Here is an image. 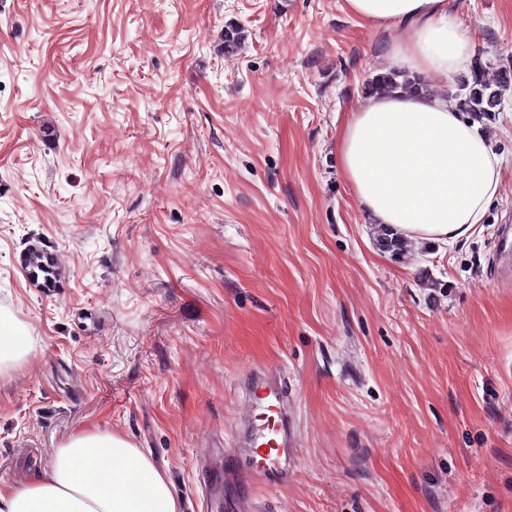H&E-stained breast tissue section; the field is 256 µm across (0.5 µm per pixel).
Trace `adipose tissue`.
Here are the masks:
<instances>
[{"label":"adipose tissue","instance_id":"ef3b65f1","mask_svg":"<svg viewBox=\"0 0 512 512\" xmlns=\"http://www.w3.org/2000/svg\"><path fill=\"white\" fill-rule=\"evenodd\" d=\"M359 21L403 30L377 51L388 70L437 84L422 94L363 99L338 129L337 155L371 221L397 233L453 245L469 238L499 193L502 164L479 125L446 85L466 73L473 30L453 0H346ZM29 354L24 326L0 311V365ZM0 512H180L173 485L151 458L109 431L72 435L32 485L0 486Z\"/></svg>","mask_w":512,"mask_h":512}]
</instances>
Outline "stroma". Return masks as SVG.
Instances as JSON below:
<instances>
[{"label": "stroma", "instance_id": "35a3bbf8", "mask_svg": "<svg viewBox=\"0 0 512 512\" xmlns=\"http://www.w3.org/2000/svg\"><path fill=\"white\" fill-rule=\"evenodd\" d=\"M456 16L496 79L512 0ZM392 35L345 0H0V309L30 349L0 379L1 485L99 429L181 512H512V89L482 127L503 183L480 231L382 251L336 135ZM259 367L288 386L283 487L198 464L238 447ZM23 262L28 273L36 278L42 274L44 283H55L58 276L57 266L54 258L37 244H30L26 250Z\"/></svg>", "mask_w": 512, "mask_h": 512}]
</instances>
